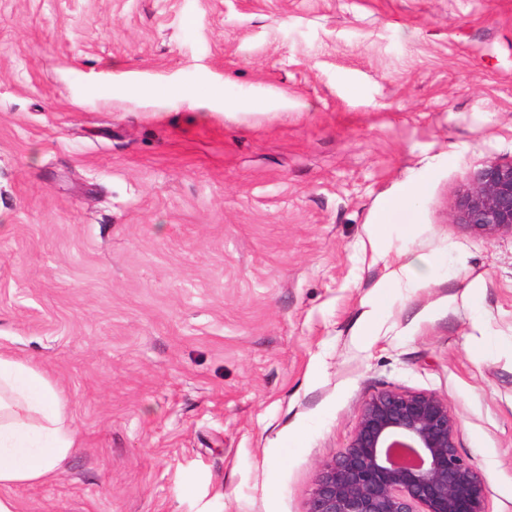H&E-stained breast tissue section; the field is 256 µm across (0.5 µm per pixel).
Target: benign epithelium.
Here are the masks:
<instances>
[{
  "label": "benign epithelium",
  "mask_w": 512,
  "mask_h": 512,
  "mask_svg": "<svg viewBox=\"0 0 512 512\" xmlns=\"http://www.w3.org/2000/svg\"><path fill=\"white\" fill-rule=\"evenodd\" d=\"M457 223L512 234V160L489 161L455 202ZM458 421L437 394L384 390L315 476L306 512H486V482L457 447Z\"/></svg>",
  "instance_id": "7a95c632"
}]
</instances>
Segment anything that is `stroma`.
I'll return each instance as SVG.
<instances>
[{
	"label": "stroma",
	"mask_w": 512,
	"mask_h": 512,
	"mask_svg": "<svg viewBox=\"0 0 512 512\" xmlns=\"http://www.w3.org/2000/svg\"><path fill=\"white\" fill-rule=\"evenodd\" d=\"M493 160L512 0H0V352L78 445L17 512H306L386 389L512 512V235L454 217ZM425 191L426 185L424 182L420 181L410 184L403 195L389 205L384 221L381 224H377L379 234H383L389 224H394L393 218L396 215L410 211L412 202L421 197Z\"/></svg>",
	"instance_id": "obj_1"
}]
</instances>
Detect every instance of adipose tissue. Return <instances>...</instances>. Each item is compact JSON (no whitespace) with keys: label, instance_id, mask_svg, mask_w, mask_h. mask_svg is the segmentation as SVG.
Segmentation results:
<instances>
[{"label":"adipose tissue","instance_id":"obj_1","mask_svg":"<svg viewBox=\"0 0 512 512\" xmlns=\"http://www.w3.org/2000/svg\"><path fill=\"white\" fill-rule=\"evenodd\" d=\"M76 447L55 387L37 365L0 352V512H16L13 486L52 478Z\"/></svg>","mask_w":512,"mask_h":512}]
</instances>
